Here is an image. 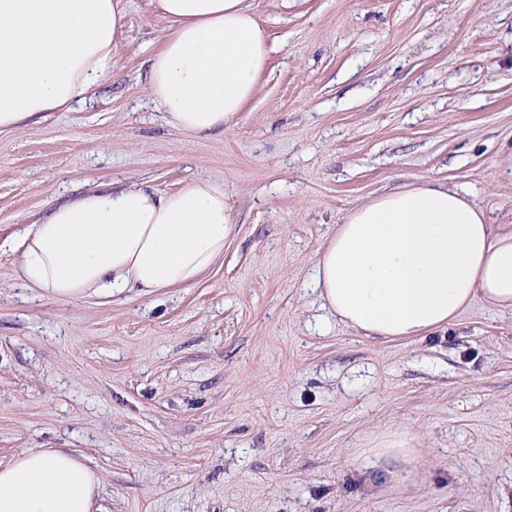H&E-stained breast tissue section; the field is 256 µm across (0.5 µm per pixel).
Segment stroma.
<instances>
[{"label": "stroma", "mask_w": 512, "mask_h": 512, "mask_svg": "<svg viewBox=\"0 0 512 512\" xmlns=\"http://www.w3.org/2000/svg\"><path fill=\"white\" fill-rule=\"evenodd\" d=\"M252 4L269 60L224 133L164 122V24L128 0L90 99L0 134V460L83 456L101 512H512V311L373 339L312 285L346 212L405 184L466 189L512 229V0ZM198 175L237 209L195 286L63 302L20 279L17 234L51 205ZM391 430L422 442L403 486L352 463Z\"/></svg>", "instance_id": "stroma-1"}]
</instances>
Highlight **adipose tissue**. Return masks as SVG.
Masks as SVG:
<instances>
[{"label": "adipose tissue", "mask_w": 512, "mask_h": 512, "mask_svg": "<svg viewBox=\"0 0 512 512\" xmlns=\"http://www.w3.org/2000/svg\"><path fill=\"white\" fill-rule=\"evenodd\" d=\"M165 22L147 92L194 137L223 132L253 97L269 46L250 0H148ZM125 0H0V133L85 101L128 42ZM236 203L196 177L158 193L100 186L19 233L18 272L41 296L70 301L188 288L224 256ZM324 306L381 339L430 334L476 300L512 311V230L489 224L471 195L430 181L351 208L314 264ZM419 439L378 436L355 465L402 481ZM97 472L74 453L25 448L0 461V512H96Z\"/></svg>", "instance_id": "ef3b65f1"}]
</instances>
